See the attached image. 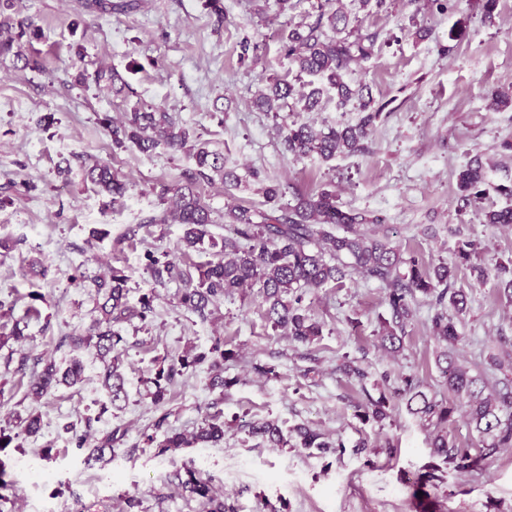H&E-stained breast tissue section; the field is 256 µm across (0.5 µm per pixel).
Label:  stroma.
Listing matches in <instances>:
<instances>
[{"mask_svg": "<svg viewBox=\"0 0 512 512\" xmlns=\"http://www.w3.org/2000/svg\"><path fill=\"white\" fill-rule=\"evenodd\" d=\"M111 3L104 11L95 0H0V41L12 42L11 51H0V240L12 245L0 249V300L13 304L12 317L25 335L0 347V429L13 438L0 448L12 484L0 512H125L130 496L139 512H200L181 488L188 467L222 489L226 512H512V449L480 472L445 466L442 481L417 501L409 484L433 462L429 429L400 399L383 422L357 415L367 396L379 395L387 373L415 376L425 393L445 395L425 297H418L395 357L377 342L380 322L390 316L384 292L359 277L306 295L305 310L323 326L310 344L272 328L253 289L221 299L201 320L181 307V284L154 283L145 268L149 252L190 272L213 257L209 247L181 255V225L148 221L167 206L164 189L194 170L193 160L161 149L146 155L114 147L102 123L161 107L223 151L235 182L201 186L215 212L261 203L260 177L303 193L331 185L343 209L377 218L375 232L403 256L450 261L458 242L472 240L482 248L479 262L512 265V228L482 222L483 209L512 206V197L496 191L512 178V152L502 147L512 141V105H491L492 93L512 96V0H498L491 25L483 21V0H456L443 15L419 10L416 0H392L380 13L342 0L351 27L380 34L374 57L346 76L370 87L380 115L365 153L297 162L284 142L288 125L320 128L361 118L353 104L305 112L291 98L276 113L257 104L269 78L293 80L283 34L289 25L313 22L317 0H289L283 10L276 0ZM23 20L38 28V37H19ZM245 40L256 51L242 53ZM102 69L112 70L114 80L97 81ZM477 156L488 164L487 193L467 206L457 175ZM98 162L128 183L122 207L112 208L85 178V169ZM34 257L47 267L45 278L22 277L23 262ZM113 267L129 278L131 306L153 296L147 319L118 326L126 399L109 402L99 380L102 364L91 351L81 356L82 383L38 401L28 397L31 373L17 370L16 361L67 365L65 337L86 332L98 316L94 291L73 278L90 280ZM455 285L469 297L457 354L473 374L498 378L488 357L512 354V304L495 279L477 282L468 267H460ZM34 291L43 302H32ZM33 304L40 317L24 319ZM216 337L231 353L224 361L230 388H210V373L201 366L154 404L150 379L163 359L192 345L208 349ZM346 358L367 371L364 382L340 371ZM214 405L224 411L223 442L160 452L165 429L195 432ZM32 414L41 430L29 436L23 427ZM258 419L302 424L344 447L328 453L271 448L248 432ZM83 420L95 440L119 431L112 452L120 468L76 448L65 427ZM389 441L397 447L391 455L384 449ZM44 451V476L20 467V460ZM107 470L110 481L96 483V473Z\"/></svg>", "mask_w": 512, "mask_h": 512, "instance_id": "35a3bbf8", "label": "stroma"}]
</instances>
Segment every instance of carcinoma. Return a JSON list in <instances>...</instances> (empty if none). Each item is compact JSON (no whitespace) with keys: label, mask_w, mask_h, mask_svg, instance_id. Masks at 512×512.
Segmentation results:
<instances>
[{"label":"carcinoma","mask_w":512,"mask_h":512,"mask_svg":"<svg viewBox=\"0 0 512 512\" xmlns=\"http://www.w3.org/2000/svg\"><path fill=\"white\" fill-rule=\"evenodd\" d=\"M332 0H321L319 15L312 24L299 23L289 27L284 40L285 55L299 74L318 77L322 83L301 96L303 110L310 112L321 102L324 93L335 92L336 104L343 107L355 100L363 116L355 125L316 128L311 124L293 123L286 128L284 141L289 155L302 160L318 155L325 160L338 155H356L365 151V141L371 134L379 110L373 107L369 87L363 82L351 84L345 75L354 65L369 61L374 55L377 34L356 33L347 30V15L330 8ZM294 95V85L275 77L267 85L258 104L268 112L279 111ZM113 144L118 148L132 146L140 153L150 155L158 149L167 152H185L195 162V171L174 188L175 202L150 218L151 224H180L183 235L180 245L185 250H197L209 236L208 225L215 223L211 208L197 190V180L226 181L224 153L209 148V142L195 140L189 143L190 133L172 113L156 109L142 112L135 109L125 113L119 124L107 123ZM88 179L111 196V203L119 205L128 192L127 184L113 174L110 166L94 165L87 170ZM252 177L259 183L264 207L236 205L224 211L222 219L228 224V235L221 243L215 259L196 267L197 278L185 273L173 260L164 262L148 255V267L155 281H185L187 288L180 295V305L187 311L206 316L209 306L225 297H232L245 288H256L264 307L263 317L274 328L288 330L292 340L310 343L322 335V324L313 320L302 307L304 294L330 283L343 285L346 278L355 275L374 280L385 290V303L390 319L381 323L379 340L383 348L398 351L403 348L407 325L415 315L416 294L431 298L433 313L431 331L446 347L436 356V364L448 390V398L437 399L421 390L419 379L400 377V383L391 392H380L378 398L368 397L362 406V417L382 422L389 417V402L393 398L406 400L411 414L432 428L429 441L430 455L443 464L454 465L462 472L478 471L487 459L503 448H512V385L485 393L488 381L473 376L460 363L455 348L462 340L458 318L466 312L468 294L453 287L456 272L466 265L483 282L494 276L498 288L512 302V267L501 262L489 267L472 262L477 253L476 243L463 241L457 246L455 261H440L427 265L418 258L403 257L386 237H379L363 229L374 220L361 212L346 211L336 200L335 191L327 188L312 195L296 193L293 199L282 202L283 193L275 184H266L256 172ZM486 168L479 158L470 160L458 173L457 188L466 201H477L485 194ZM484 223L491 226H511L512 207L492 209L484 213ZM128 277L124 271L112 268L105 278L94 279L90 287L97 296L96 318L88 331L70 337L75 352L96 351L106 360L124 341L114 326L135 317L145 320L152 311L151 298H141L140 309L128 305ZM224 341L217 338L208 351L191 349L185 354L160 365L155 373L153 401L163 402L167 387L186 372L211 360L213 375L210 385L224 388L229 382L222 376ZM84 379V365L75 356L62 368L53 361L45 363L29 384V392L42 397L59 385L74 386ZM102 387L110 402L126 397L125 381L117 367L105 364L100 375ZM464 418L477 432L481 445L463 448L448 436V423L456 417ZM224 412L217 411L205 417L204 425L193 435L171 432L160 444L163 449L205 448L224 440ZM250 432L262 437L273 448H316L322 452L342 448L341 442L331 441L304 426L283 429L277 420H256L249 424ZM66 432L72 434L79 449L90 458H101L105 450L117 440L111 432L96 443L90 435L69 424ZM440 466H427L413 482L416 498L433 481H438ZM182 486L189 496L198 500L204 512H225L224 500L218 498L208 479L188 471Z\"/></svg>","instance_id":"cac0c4a2"}]
</instances>
